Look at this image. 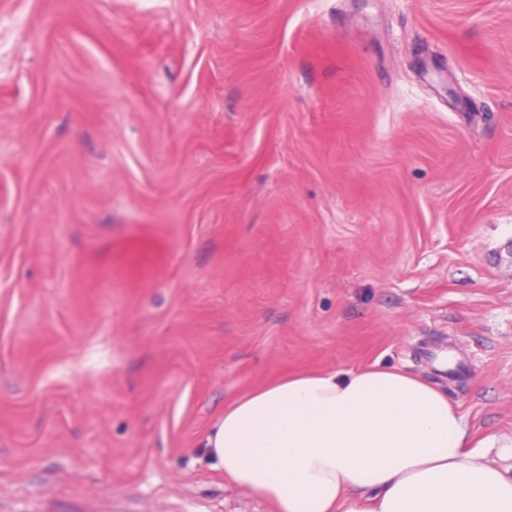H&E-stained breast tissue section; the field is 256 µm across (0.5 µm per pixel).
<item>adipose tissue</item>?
<instances>
[{
  "label": "adipose tissue",
  "instance_id": "1",
  "mask_svg": "<svg viewBox=\"0 0 512 512\" xmlns=\"http://www.w3.org/2000/svg\"><path fill=\"white\" fill-rule=\"evenodd\" d=\"M204 446L275 512H512V471L444 391L393 368L280 378L225 407Z\"/></svg>",
  "mask_w": 512,
  "mask_h": 512
}]
</instances>
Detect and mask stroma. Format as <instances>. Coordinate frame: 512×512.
<instances>
[{"label":"stroma","instance_id":"35a3bbf8","mask_svg":"<svg viewBox=\"0 0 512 512\" xmlns=\"http://www.w3.org/2000/svg\"><path fill=\"white\" fill-rule=\"evenodd\" d=\"M375 365L512 467V0H0V512H272L208 429Z\"/></svg>","mask_w":512,"mask_h":512}]
</instances>
